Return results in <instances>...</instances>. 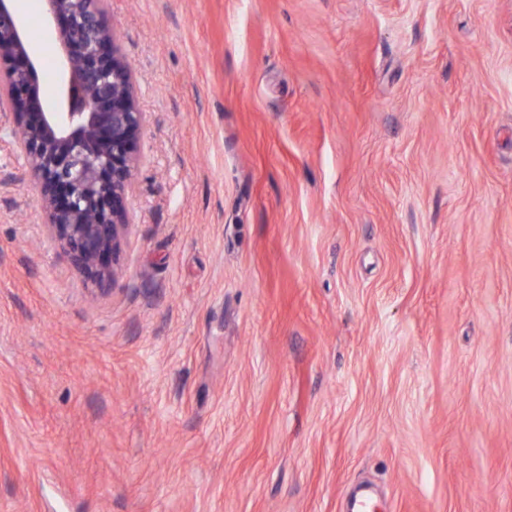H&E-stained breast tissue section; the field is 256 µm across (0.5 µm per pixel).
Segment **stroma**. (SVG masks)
I'll return each instance as SVG.
<instances>
[{
    "instance_id": "1",
    "label": "stroma",
    "mask_w": 512,
    "mask_h": 512,
    "mask_svg": "<svg viewBox=\"0 0 512 512\" xmlns=\"http://www.w3.org/2000/svg\"><path fill=\"white\" fill-rule=\"evenodd\" d=\"M108 21L145 121L107 295L0 114V512H512V0Z\"/></svg>"
}]
</instances>
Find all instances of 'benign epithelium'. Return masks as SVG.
Here are the masks:
<instances>
[{
	"label": "benign epithelium",
	"mask_w": 512,
	"mask_h": 512,
	"mask_svg": "<svg viewBox=\"0 0 512 512\" xmlns=\"http://www.w3.org/2000/svg\"><path fill=\"white\" fill-rule=\"evenodd\" d=\"M0 0V105L39 188L52 242L103 295L131 229L126 199L144 113L132 70L106 22L108 0H43L38 16L63 49L53 110L42 108L29 22Z\"/></svg>",
	"instance_id": "7a95c632"
}]
</instances>
